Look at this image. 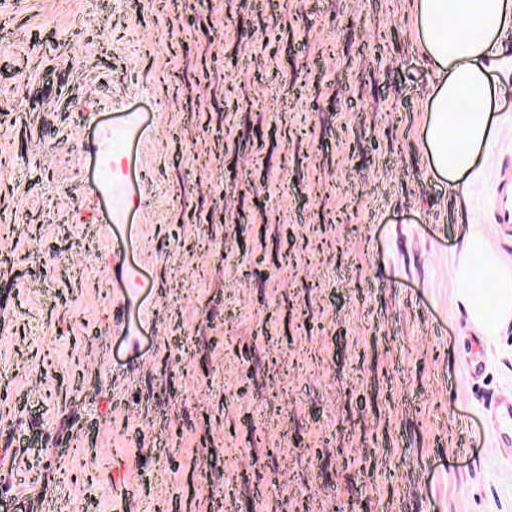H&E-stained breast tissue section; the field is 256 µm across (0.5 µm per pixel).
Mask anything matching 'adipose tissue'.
<instances>
[{
	"label": "adipose tissue",
	"mask_w": 512,
	"mask_h": 512,
	"mask_svg": "<svg viewBox=\"0 0 512 512\" xmlns=\"http://www.w3.org/2000/svg\"><path fill=\"white\" fill-rule=\"evenodd\" d=\"M414 9L419 44L438 78L425 142L434 167L447 175L454 189L490 139L484 109L492 94L488 63L512 34V0H416ZM460 100L474 103V110L449 111V104ZM464 253L459 271L462 298L481 333L495 335L512 323V277L502 271L494 252L476 253L469 242ZM486 286L496 295L490 307L473 299L476 290Z\"/></svg>",
	"instance_id": "adipose-tissue-1"
}]
</instances>
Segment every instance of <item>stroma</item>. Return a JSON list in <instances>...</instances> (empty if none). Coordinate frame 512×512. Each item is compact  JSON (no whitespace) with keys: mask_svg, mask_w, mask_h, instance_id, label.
<instances>
[{"mask_svg":"<svg viewBox=\"0 0 512 512\" xmlns=\"http://www.w3.org/2000/svg\"><path fill=\"white\" fill-rule=\"evenodd\" d=\"M411 2L0 0V512H512Z\"/></svg>","mask_w":512,"mask_h":512,"instance_id":"stroma-1","label":"stroma"}]
</instances>
